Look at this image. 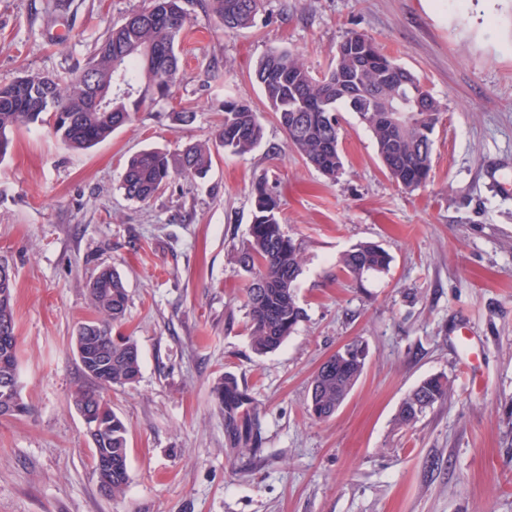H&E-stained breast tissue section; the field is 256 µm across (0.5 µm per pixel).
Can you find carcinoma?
<instances>
[{
	"label": "carcinoma",
	"instance_id": "1",
	"mask_svg": "<svg viewBox=\"0 0 512 512\" xmlns=\"http://www.w3.org/2000/svg\"><path fill=\"white\" fill-rule=\"evenodd\" d=\"M260 3L207 0L206 7L224 27L234 29L249 26ZM151 9V20L136 11L109 29L82 68L65 76L30 73L0 85V161L9 153L11 135L21 127L46 125L66 146L85 150L111 137L143 103L172 97L181 68L176 46L186 36L185 15L180 0H152ZM348 47L369 52L371 59L358 65L357 55L346 51ZM339 49L342 56L320 75L311 73L286 49L269 50L257 64L254 79L286 133L288 146L322 175L336 179L344 170L338 149L340 114L351 112L371 131L388 177L406 190L425 186L432 164L427 147L442 120V104L415 74L396 64L368 36L353 33ZM400 89L424 95L425 111L414 115L411 126L397 127L387 122L384 113L357 107V101L368 93L387 96ZM214 139L224 153L245 156L262 144L264 128L248 102L226 99L224 121ZM212 164V148L207 142L191 144L177 155L146 149L128 159L120 189L128 199L146 202L179 177L206 176ZM254 193L250 239L239 251L237 262L248 274L247 330L254 352L263 356L279 349L304 318L297 302L302 257L301 246L280 224L274 192L259 182ZM390 262L381 246L365 242L342 253L338 266L361 281L386 271ZM13 281L9 272L0 276V377L17 379ZM89 297L95 316L81 324L78 344L85 351L81 368L91 385L74 392L73 404L93 410L108 424L92 458L94 471L115 497L129 481L127 428L104 400L103 391L136 382L141 361L132 337L112 335V328L124 319L128 302L117 273L102 269L89 284ZM106 353L112 354V363L103 367L101 355ZM367 358V344L355 339L318 369L309 391L308 409L313 418L327 420L336 414L358 382ZM213 395L224 417L226 447L233 453H258L263 444L258 401L227 373L214 384ZM447 396V379L423 380L401 403L398 424H416Z\"/></svg>",
	"mask_w": 512,
	"mask_h": 512
}]
</instances>
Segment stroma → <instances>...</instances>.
Segmentation results:
<instances>
[{
    "label": "stroma",
    "mask_w": 512,
    "mask_h": 512,
    "mask_svg": "<svg viewBox=\"0 0 512 512\" xmlns=\"http://www.w3.org/2000/svg\"><path fill=\"white\" fill-rule=\"evenodd\" d=\"M150 0H0V84L85 64ZM175 98L145 104L86 151L40 125L18 130L0 162V260L15 273L21 395L29 415L0 418V512H512V198L487 179L512 171V0H263L252 25L224 28L205 0H182ZM371 37L447 109L425 187L386 175L373 137L344 113V172L329 180L286 144L253 71L286 48L326 71L351 33ZM264 127L243 157L218 154L150 202L119 188L146 148L180 153L211 138L226 99ZM188 110L179 121L176 111ZM278 195L301 244L306 317L275 352L254 354L236 256L251 190ZM379 244L392 262L356 281L339 256ZM105 266L129 295L120 333L141 373L103 396L127 427L129 482L103 493L72 395L86 384L75 347L92 318L87 285ZM473 340L460 348L457 332ZM368 345L342 407L318 421L309 381L338 348ZM232 373L262 406L259 454L232 456L212 387ZM445 376L447 398L414 426L402 399Z\"/></svg>",
    "instance_id": "stroma-1"
}]
</instances>
